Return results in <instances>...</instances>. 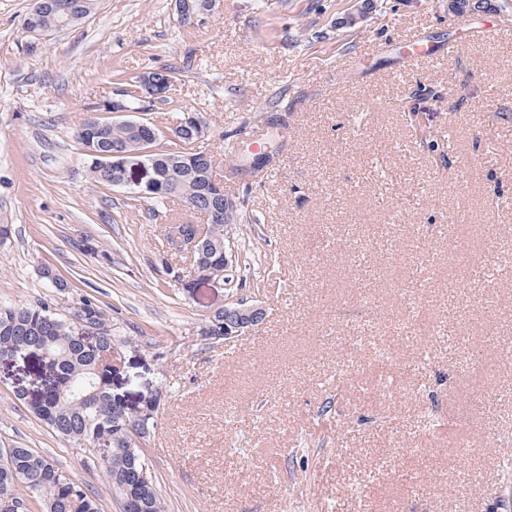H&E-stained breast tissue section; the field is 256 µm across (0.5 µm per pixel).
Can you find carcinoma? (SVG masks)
Listing matches in <instances>:
<instances>
[{"label":"carcinoma","mask_w":512,"mask_h":512,"mask_svg":"<svg viewBox=\"0 0 512 512\" xmlns=\"http://www.w3.org/2000/svg\"><path fill=\"white\" fill-rule=\"evenodd\" d=\"M41 29L48 34L72 27L91 13L95 0H72L74 17L55 11L54 0H42ZM455 15L505 12L509 0H448ZM121 98L136 110H146L138 95L136 80L123 82ZM177 139L160 136L155 140L147 127L125 121L89 120L77 132L80 144L101 154L117 149L127 153L124 167L90 166L96 183L114 185L124 180L132 167L144 163L151 172L150 182L135 190L139 200L165 201L175 198L192 204L198 212L224 206L212 187L213 156L204 146L205 132L182 124L174 128ZM260 223L257 217L244 219L233 213L213 225L196 254L198 268L211 278L224 277V225ZM83 321L110 325L106 311L86 299L71 316L65 317L45 303L22 306L0 305V360L35 355L48 364L42 395L30 400L35 417L67 442L100 445L98 461L112 487L129 498L127 512H164V503L148 473L145 459L134 443V435L117 420L123 405L112 394V356L117 346L112 330L91 342L80 340ZM9 456L11 464L0 463V512H30L29 500L21 489L37 494L46 512H99L97 503L83 488L67 480L53 462L32 448H0V458Z\"/></svg>","instance_id":"obj_1"}]
</instances>
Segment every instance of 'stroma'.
Returning <instances> with one entry per match:
<instances>
[{
	"label": "stroma",
	"instance_id": "obj_1",
	"mask_svg": "<svg viewBox=\"0 0 512 512\" xmlns=\"http://www.w3.org/2000/svg\"><path fill=\"white\" fill-rule=\"evenodd\" d=\"M33 5L0 0V302L107 312L113 394L160 397L139 448L166 512H497L512 460V9L219 0L185 26L172 0H97L31 51ZM168 65L169 99L144 117L164 130L201 114L249 218L224 229L234 262L263 258L246 287L182 288L191 257L166 227L206 216L94 183L76 142L120 78ZM426 131L451 140L450 164ZM239 297L264 306L262 325L202 337ZM426 314L427 334L410 324ZM45 371L0 361V448L36 449L99 512H123L94 450L17 399Z\"/></svg>",
	"mask_w": 512,
	"mask_h": 512
}]
</instances>
